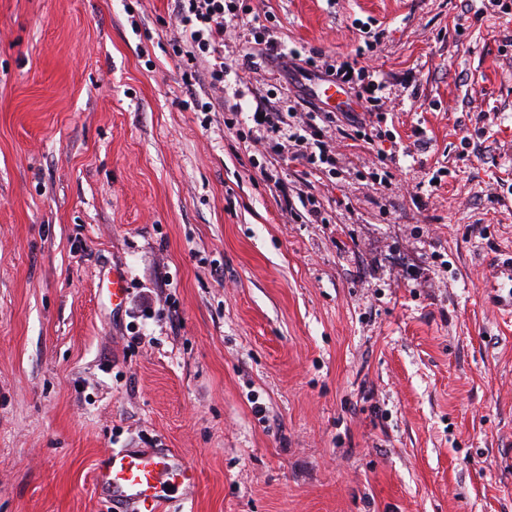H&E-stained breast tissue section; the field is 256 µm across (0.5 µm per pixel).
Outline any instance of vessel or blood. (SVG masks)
Masks as SVG:
<instances>
[{"instance_id":"vessel-or-blood-1","label":"vessel or blood","mask_w":512,"mask_h":512,"mask_svg":"<svg viewBox=\"0 0 512 512\" xmlns=\"http://www.w3.org/2000/svg\"><path fill=\"white\" fill-rule=\"evenodd\" d=\"M490 287L499 291L495 305L512 317V252L492 262ZM195 469L176 452L116 448L94 468V487L106 498L114 512H162L167 483L193 484Z\"/></svg>"}]
</instances>
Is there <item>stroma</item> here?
I'll return each instance as SVG.
<instances>
[{
	"instance_id": "1",
	"label": "stroma",
	"mask_w": 512,
	"mask_h": 512,
	"mask_svg": "<svg viewBox=\"0 0 512 512\" xmlns=\"http://www.w3.org/2000/svg\"><path fill=\"white\" fill-rule=\"evenodd\" d=\"M244 2L229 129L192 106L172 0H0V512H107L113 448L190 459L164 512H512V318L486 287L512 251V14ZM270 29L384 76L402 190L372 150L336 175L270 151L255 95L364 110L297 98Z\"/></svg>"
}]
</instances>
